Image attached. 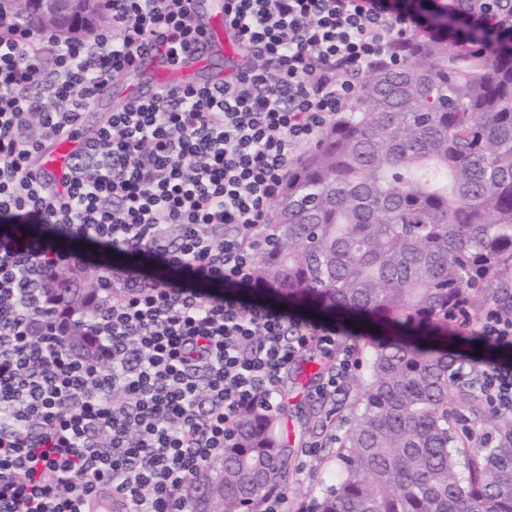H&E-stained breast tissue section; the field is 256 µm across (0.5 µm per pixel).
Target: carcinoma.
<instances>
[{"label":"carcinoma","mask_w":512,"mask_h":512,"mask_svg":"<svg viewBox=\"0 0 512 512\" xmlns=\"http://www.w3.org/2000/svg\"><path fill=\"white\" fill-rule=\"evenodd\" d=\"M414 35L358 80L355 102L288 172L271 246L254 276L291 305L363 318L366 375L336 441V472L310 512H512V414H487L474 387L511 359L487 344L458 384L478 296L512 312V48L466 35ZM96 288H52L77 312ZM490 427L472 446L448 404ZM280 420L240 417L232 447L189 483L190 512H262L285 483Z\"/></svg>","instance_id":"obj_1"}]
</instances>
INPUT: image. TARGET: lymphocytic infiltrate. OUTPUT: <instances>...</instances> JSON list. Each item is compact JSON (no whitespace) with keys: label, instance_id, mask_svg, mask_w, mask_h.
Wrapping results in <instances>:
<instances>
[{"label":"lymphocytic infiltrate","instance_id":"1","mask_svg":"<svg viewBox=\"0 0 512 512\" xmlns=\"http://www.w3.org/2000/svg\"><path fill=\"white\" fill-rule=\"evenodd\" d=\"M190 3L106 0L111 26L53 41L49 68L43 33L0 36V512H91L105 490L114 512H186L184 489L223 456L242 410L279 409L298 353L328 361L325 399L357 365L335 327L230 289L255 285L293 152L317 146L358 75L421 25L395 0H223L245 58L233 81L125 103L59 181L37 172V154L145 50L198 51ZM90 241L104 297L70 316L40 288L84 266ZM141 255L166 277H146ZM73 328L92 356L68 349Z\"/></svg>","mask_w":512,"mask_h":512}]
</instances>
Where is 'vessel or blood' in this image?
Listing matches in <instances>:
<instances>
[{
	"instance_id": "b4317fda",
	"label": "vessel or blood",
	"mask_w": 512,
	"mask_h": 512,
	"mask_svg": "<svg viewBox=\"0 0 512 512\" xmlns=\"http://www.w3.org/2000/svg\"><path fill=\"white\" fill-rule=\"evenodd\" d=\"M192 16L205 33L203 52L182 63H174L152 52H145L140 67L143 80L133 90V97L149 96L164 85H188L201 82L209 85L223 84V74L215 69V61L219 58L224 59L229 67L239 66L240 58L234 35L225 24L223 14L203 13L200 0H193ZM80 145L81 137L77 134L54 144L41 156L39 168L42 173L50 179L60 178Z\"/></svg>"
}]
</instances>
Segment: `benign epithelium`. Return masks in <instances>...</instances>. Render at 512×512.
I'll return each mask as SVG.
<instances>
[{"label":"benign epithelium","instance_id":"obj_1","mask_svg":"<svg viewBox=\"0 0 512 512\" xmlns=\"http://www.w3.org/2000/svg\"><path fill=\"white\" fill-rule=\"evenodd\" d=\"M52 28L62 36L90 31L101 19L99 0H0V18Z\"/></svg>","mask_w":512,"mask_h":512}]
</instances>
